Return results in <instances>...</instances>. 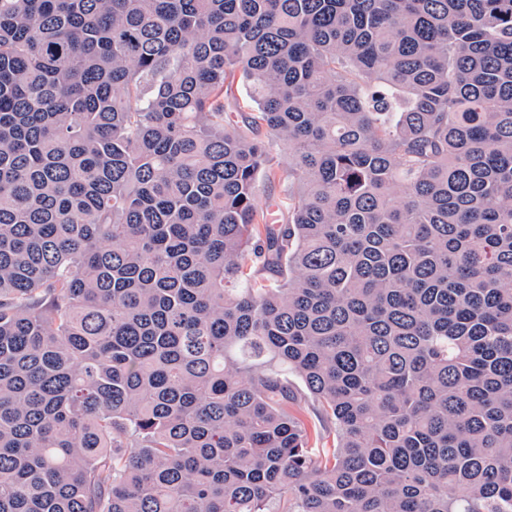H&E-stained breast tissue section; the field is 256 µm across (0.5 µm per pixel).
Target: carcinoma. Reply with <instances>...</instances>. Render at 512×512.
Segmentation results:
<instances>
[{
    "instance_id": "carcinoma-1",
    "label": "carcinoma",
    "mask_w": 512,
    "mask_h": 512,
    "mask_svg": "<svg viewBox=\"0 0 512 512\" xmlns=\"http://www.w3.org/2000/svg\"><path fill=\"white\" fill-rule=\"evenodd\" d=\"M0 512H512V0H0ZM294 409H297L300 414H302V417L304 420L312 427H314L318 432L321 433V435L324 437L323 445L322 443L316 446H319L318 448H321L322 446H329L331 445V437L328 438V444H327V436L332 430V425L325 416L322 407L320 404L313 400L311 397H305L299 400L296 403V406H294Z\"/></svg>"
}]
</instances>
